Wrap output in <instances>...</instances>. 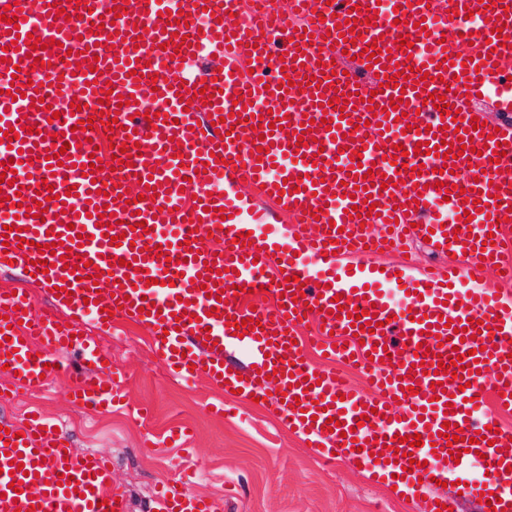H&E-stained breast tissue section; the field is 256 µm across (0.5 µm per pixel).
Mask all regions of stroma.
I'll use <instances>...</instances> for the list:
<instances>
[{
    "label": "stroma",
    "instance_id": "1",
    "mask_svg": "<svg viewBox=\"0 0 512 512\" xmlns=\"http://www.w3.org/2000/svg\"><path fill=\"white\" fill-rule=\"evenodd\" d=\"M80 330L111 351L112 366L123 376L125 406L98 413L72 403L78 367L72 352L63 357L65 370L37 392L15 388L0 375V418L20 425L30 410H39L73 448L109 459L112 487L128 498L131 512H153L163 483L185 484L212 499L217 512H424L421 493L398 496L345 457L324 462L309 439L281 426L271 407L225 394L204 376L188 383L173 379L144 325L121 317L98 327L86 318ZM219 401L230 408L226 416L209 410ZM176 423L195 430L190 452L162 441ZM148 437L155 447L143 448Z\"/></svg>",
    "mask_w": 512,
    "mask_h": 512
}]
</instances>
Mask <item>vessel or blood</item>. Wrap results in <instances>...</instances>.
I'll use <instances>...</instances> for the list:
<instances>
[{
	"label": "vessel or blood",
	"instance_id": "obj_1",
	"mask_svg": "<svg viewBox=\"0 0 512 512\" xmlns=\"http://www.w3.org/2000/svg\"><path fill=\"white\" fill-rule=\"evenodd\" d=\"M169 2L0 0V129L19 135L11 149L0 150V174L17 156L27 174L0 185V226H7L9 244L0 251V268L31 260L37 281L70 290L73 314L108 325L117 309L149 326L155 354L173 375L189 380L204 373L217 386L258 398L266 385L276 386L282 425L321 445L324 458L348 455L377 478L400 474L405 483L427 486L461 478L482 462L485 475L470 480L464 496L490 491L503 512H512V430L497 425L492 413L512 393V300L468 285L482 263L499 266L504 281H512V228L503 223L512 212V129L499 133L494 124L472 123V105L482 96L499 112L512 111V0H290L285 13L272 0L252 12L245 0H183L178 19L169 15ZM81 6L88 12L75 18ZM115 6L121 18L101 25L100 14ZM466 9L478 20L469 38L458 29ZM62 10L67 20L58 16ZM349 17L354 26H338ZM399 20L404 28H396ZM353 29L362 33L354 42ZM403 32L411 51L399 48ZM32 33L42 49H31ZM374 43L390 58L364 57ZM187 60L204 66L187 71ZM37 67L45 74L38 89L27 84ZM399 73L403 87L380 88L381 77ZM450 85L458 92L450 114L424 105ZM202 88L208 101L197 97ZM64 89L77 91L84 108L56 119L51 107ZM239 95L248 104L240 115L233 106ZM338 95L346 100L341 111L332 102ZM123 96L128 106H120ZM398 99L405 110L391 108ZM150 101L158 112L151 119ZM373 103L381 114H372ZM105 107L118 119L115 130L97 119ZM90 115L92 130H78ZM284 116L289 130L256 133L260 122ZM307 117L315 123L306 134L300 124ZM459 127L473 148L455 159L453 172L443 171V158L414 154L419 142H455ZM348 132L353 142L345 141ZM264 141L271 148L261 155ZM499 142L507 152L500 159ZM399 143L408 153L402 165L394 159ZM111 145L118 148L115 169H91V153ZM354 150L361 161L351 160ZM50 153L62 161L53 170ZM368 170L373 179L356 188V177ZM44 181L56 198L42 203L37 191ZM254 190L264 198L280 194L281 201L273 210L257 206ZM188 191L193 200H185ZM126 193L131 202L123 201ZM13 196L26 208L43 205V218L16 216ZM373 202L372 223L390 229L383 239L360 226ZM103 205L115 220L109 232L98 224ZM352 207L359 211L353 219ZM408 234L458 255L460 265L445 275L406 264L383 269L369 262L350 270L338 264L341 256L374 253L388 241L402 248ZM52 241L57 249L45 273L40 247ZM131 260L136 270L128 269ZM202 273L211 281L205 290L194 285ZM390 284L401 286L407 307L394 304ZM261 287L271 303L257 307L253 292ZM335 296L346 313L373 310L379 328L353 336L350 319L331 312ZM248 318L260 328L244 331ZM309 318L323 321L334 340L299 341ZM60 321L26 291L9 297L0 291V366L8 365L16 387L37 391L45 385V364L74 350L93 368L81 375L74 403L113 406L119 380L111 352ZM420 344L430 350L421 366L414 356ZM395 347L404 354L385 367ZM311 349L358 365L366 388L330 369L321 384L307 386L315 373ZM236 350L247 352L248 365L225 366V354ZM475 358L480 367H472ZM456 359L464 370L439 372V363ZM264 367L272 371L266 384L258 380ZM435 381L443 394L432 389ZM408 387L413 395L403 396ZM331 417L339 423L329 431ZM447 422L462 438L481 431L485 439L463 452L460 442L442 438ZM22 431L10 439L0 430V512H105L107 499L115 512H127L106 459L66 450L63 435L44 428L40 417ZM417 433L422 446L403 443ZM454 450L459 460H452ZM378 453L384 461H375ZM18 460L23 470L9 471ZM14 481L21 492L11 489ZM157 502L160 512H216L212 501L174 486L159 491Z\"/></svg>",
	"mask_w": 512,
	"mask_h": 512
}]
</instances>
